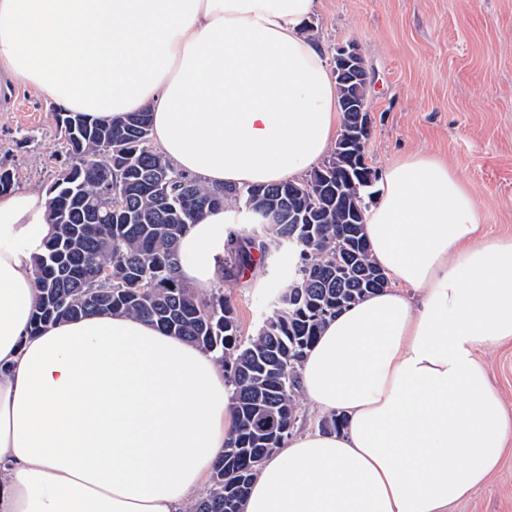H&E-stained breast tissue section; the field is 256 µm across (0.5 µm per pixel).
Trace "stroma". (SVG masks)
Instances as JSON below:
<instances>
[{
  "mask_svg": "<svg viewBox=\"0 0 512 512\" xmlns=\"http://www.w3.org/2000/svg\"><path fill=\"white\" fill-rule=\"evenodd\" d=\"M311 22L326 56L349 42L364 54L373 170L414 151L443 157L471 189L488 237L512 238V0H320ZM65 161L51 101L0 84V162L18 170L16 192L46 193ZM288 273L284 253L225 272L243 337L271 315ZM478 358L512 415V340ZM450 512H512V456Z\"/></svg>",
  "mask_w": 512,
  "mask_h": 512,
  "instance_id": "obj_1",
  "label": "stroma"
}]
</instances>
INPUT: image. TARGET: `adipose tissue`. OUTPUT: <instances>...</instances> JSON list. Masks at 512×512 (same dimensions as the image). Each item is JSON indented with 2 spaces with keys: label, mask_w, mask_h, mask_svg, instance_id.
<instances>
[{
  "label": "adipose tissue",
  "mask_w": 512,
  "mask_h": 512,
  "mask_svg": "<svg viewBox=\"0 0 512 512\" xmlns=\"http://www.w3.org/2000/svg\"><path fill=\"white\" fill-rule=\"evenodd\" d=\"M318 0H0V70L69 112L148 106L152 137L207 185L296 179L341 126L336 82L305 25ZM47 199L0 197V512H185L235 419L213 352L123 313L31 332V254ZM182 237L177 278L223 280L225 228ZM365 234L390 284L322 329L301 371L336 433L292 435L262 463L245 512H448L483 487L512 418L478 360L512 339V240H488L444 160L388 165Z\"/></svg>",
  "instance_id": "1"
}]
</instances>
